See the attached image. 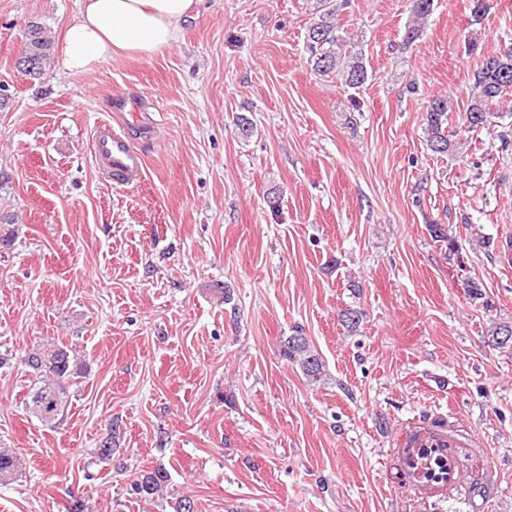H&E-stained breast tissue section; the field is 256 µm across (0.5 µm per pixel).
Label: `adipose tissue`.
Here are the masks:
<instances>
[{"instance_id": "adipose-tissue-1", "label": "adipose tissue", "mask_w": 512, "mask_h": 512, "mask_svg": "<svg viewBox=\"0 0 512 512\" xmlns=\"http://www.w3.org/2000/svg\"><path fill=\"white\" fill-rule=\"evenodd\" d=\"M203 0H78L65 35L69 69L88 71L115 54L148 57L176 42Z\"/></svg>"}]
</instances>
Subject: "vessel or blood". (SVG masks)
<instances>
[{"mask_svg": "<svg viewBox=\"0 0 512 512\" xmlns=\"http://www.w3.org/2000/svg\"><path fill=\"white\" fill-rule=\"evenodd\" d=\"M95 154L103 170L113 183L134 185L140 182L144 171V160L133 146L126 129L115 130L102 125L95 139ZM455 435L439 431L418 434L411 447L405 451V461L410 479L428 483V469L432 460L442 459L438 484L442 490L452 492L462 486L468 478L467 468L461 455L455 454Z\"/></svg>", "mask_w": 512, "mask_h": 512, "instance_id": "1", "label": "vessel or blood"}]
</instances>
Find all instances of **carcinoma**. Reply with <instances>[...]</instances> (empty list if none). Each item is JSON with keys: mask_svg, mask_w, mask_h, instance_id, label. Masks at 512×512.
I'll return each mask as SVG.
<instances>
[{"mask_svg": "<svg viewBox=\"0 0 512 512\" xmlns=\"http://www.w3.org/2000/svg\"><path fill=\"white\" fill-rule=\"evenodd\" d=\"M306 41L309 62L317 74L336 73L351 88H358L367 81L362 55L353 51L350 42L342 36L336 9L324 10L317 22L308 28ZM53 48L54 42L42 27L30 26L25 51L35 61L31 74L40 73L43 64L51 58ZM511 88L512 47H508L503 53L484 57L474 73L464 124L470 129L494 126L499 113L493 111V103L499 102L504 92ZM448 112V98L436 96L429 101L425 132L427 145L436 155L451 154L458 147L453 132L448 130ZM280 352L290 363L298 365L309 380H320L324 368L322 358L302 333L297 331L286 337ZM24 364L35 376L25 409L42 425L53 427L70 405V387L78 383L83 373L81 350L75 344L51 339L26 354ZM21 466L18 455L0 448V480L16 475ZM167 478L166 471L161 468L144 471L130 484L131 491L150 500L160 494Z\"/></svg>", "mask_w": 512, "mask_h": 512, "instance_id": "carcinoma-1", "label": "carcinoma"}]
</instances>
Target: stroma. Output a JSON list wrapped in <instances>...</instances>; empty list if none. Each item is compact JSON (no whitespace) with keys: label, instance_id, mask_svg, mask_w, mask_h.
Listing matches in <instances>:
<instances>
[{"label":"stroma","instance_id":"1","mask_svg":"<svg viewBox=\"0 0 512 512\" xmlns=\"http://www.w3.org/2000/svg\"><path fill=\"white\" fill-rule=\"evenodd\" d=\"M487 3L477 21L472 0H434L410 39L409 0H335L368 73L351 89L308 62L324 0H204L177 42L83 73L63 61L77 0H0V448L25 461L0 512L75 493L88 512H512V346L489 341L512 322V92L495 127L462 121L482 56L512 43V0ZM33 24L54 42L37 77L17 64ZM117 92L158 120L132 186L93 154ZM436 96L460 153L427 146ZM297 329L320 381L280 354ZM50 337L85 364L52 428L23 404V358ZM437 425L481 437L483 495L407 478V436ZM167 478L168 475L162 468L143 471L130 484L131 491L145 500L153 499L163 490Z\"/></svg>","mask_w":512,"mask_h":512}]
</instances>
